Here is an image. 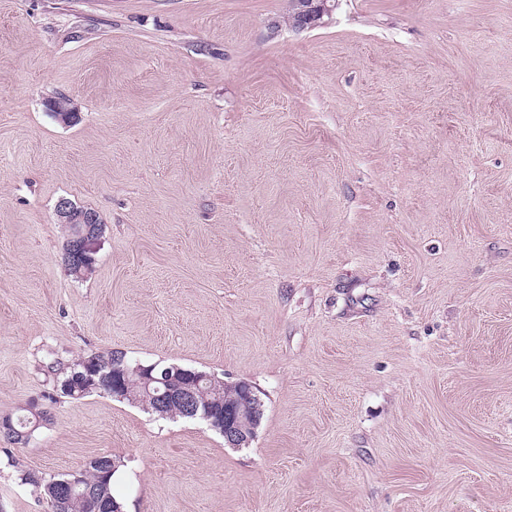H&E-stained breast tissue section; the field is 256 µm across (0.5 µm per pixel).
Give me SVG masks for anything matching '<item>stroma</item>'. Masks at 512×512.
Wrapping results in <instances>:
<instances>
[{
    "label": "stroma",
    "mask_w": 512,
    "mask_h": 512,
    "mask_svg": "<svg viewBox=\"0 0 512 512\" xmlns=\"http://www.w3.org/2000/svg\"><path fill=\"white\" fill-rule=\"evenodd\" d=\"M288 8L0 0V416L52 415L0 512L103 455L124 512H512V0ZM109 349L248 382L253 440L54 393ZM300 0H290L289 1V12H288V24L289 22H293L295 20V12L300 6L299 11L296 14V20L292 28L295 30H305L308 28H312L318 24L323 23L324 16H328L334 4H329L332 1L327 0H302L304 1L301 4H297L296 2ZM80 208L68 198H60L55 206V216L59 224L70 229L68 258L70 264L81 268H93L97 259L96 242L100 236V220L92 209ZM95 228V229H93ZM76 230V231H75ZM66 262V260H65ZM68 272L75 278L82 279L94 271L86 272L68 265ZM97 353H99V352H97ZM97 353L95 352V353H91L86 356L80 357L79 359H77V361H75L71 364V367L69 366L70 364L68 366H64V364L60 361H57L56 363H51L52 361L47 363L45 366L46 371H47L48 375L52 377L54 388H55V383H56V387L58 388V389L55 388L56 391H60L62 394L69 396L73 399H82L84 397L89 396L90 394H84V395H79V396L75 397V395L79 394L78 391L74 392L75 395L72 394L73 387H75V385H71V386L65 388L62 386V383L65 380L71 378L73 373H81L82 372V370H81L82 360H84L85 358L92 357Z\"/></svg>",
    "instance_id": "35a3bbf8"
}]
</instances>
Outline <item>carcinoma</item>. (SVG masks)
<instances>
[{
	"label": "carcinoma",
	"mask_w": 512,
	"mask_h": 512,
	"mask_svg": "<svg viewBox=\"0 0 512 512\" xmlns=\"http://www.w3.org/2000/svg\"><path fill=\"white\" fill-rule=\"evenodd\" d=\"M81 362L82 359L79 358L69 366L60 361L46 365V371L52 377V381L56 383L58 391L71 398L74 397L73 387L65 388L62 383L71 378L72 374L81 372ZM125 382L127 391L134 402L148 411H154L155 396L158 395V392L153 389L145 390L140 377L132 371L127 373ZM7 420L11 421L13 429L10 432L2 430L0 434L12 444L25 445L40 427L50 421V412L38 403L30 402L19 408L17 415L8 416ZM110 462H112V457L103 455L92 459L85 468L74 473L41 477L28 471L22 475V480L32 486L39 497L51 504V512H99L101 510L99 502L103 501L110 507L112 502L118 500L113 489L114 474H109L102 469L103 464ZM76 475L80 477L82 489L86 490V493H77L60 505L54 503L55 483L71 479Z\"/></svg>",
	"instance_id": "obj_1"
}]
</instances>
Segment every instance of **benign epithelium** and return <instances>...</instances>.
Segmentation results:
<instances>
[{"label":"benign epithelium","instance_id":"benign-epithelium-1","mask_svg":"<svg viewBox=\"0 0 512 512\" xmlns=\"http://www.w3.org/2000/svg\"><path fill=\"white\" fill-rule=\"evenodd\" d=\"M333 5L328 0H304L296 14L293 28L305 30L323 23ZM54 118L70 124L78 119L72 103L57 101L48 104ZM58 223L70 229L68 245L69 262L81 268H92L96 263V242L100 236V220L96 212L76 206L67 198H60L55 206ZM133 371L140 376L143 387L162 383L165 390L158 395L157 410L164 412L170 402L176 400L184 407V413L208 422L217 429L224 441L233 448H243L253 439L263 415V404L252 387L239 382L232 385V394L211 399L203 404L198 398V382L190 379L188 371L181 368L157 370V364H137Z\"/></svg>","mask_w":512,"mask_h":512}]
</instances>
